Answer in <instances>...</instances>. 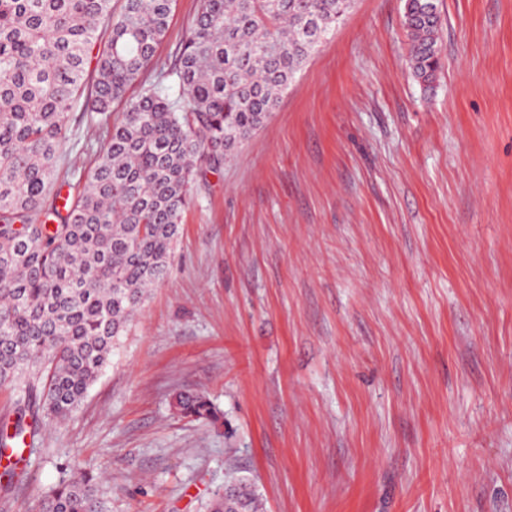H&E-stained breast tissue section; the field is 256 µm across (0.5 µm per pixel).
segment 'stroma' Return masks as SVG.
Returning <instances> with one entry per match:
<instances>
[{"label": "stroma", "mask_w": 512, "mask_h": 512, "mask_svg": "<svg viewBox=\"0 0 512 512\" xmlns=\"http://www.w3.org/2000/svg\"><path fill=\"white\" fill-rule=\"evenodd\" d=\"M438 6L432 84L404 0H354L192 183L167 274L0 512L75 462L107 512H207L236 477L264 512H512V0ZM198 7L175 0L143 84ZM176 407L183 414L196 419L214 420L217 415L210 401L198 393L180 394L176 398Z\"/></svg>", "instance_id": "35a3bbf8"}]
</instances>
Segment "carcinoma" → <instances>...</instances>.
<instances>
[{
	"label": "carcinoma",
	"instance_id": "1",
	"mask_svg": "<svg viewBox=\"0 0 512 512\" xmlns=\"http://www.w3.org/2000/svg\"><path fill=\"white\" fill-rule=\"evenodd\" d=\"M174 0H0V385L17 420L0 419V477L23 478L41 425L78 407L149 288L172 261L190 185L217 172L276 109L353 0H201L174 63L129 95L166 37ZM407 64L439 70L437 0H404ZM95 81L87 89L85 70ZM98 133L81 190L62 195L73 112ZM196 419L216 411L176 398ZM42 512H105L89 469L70 467ZM209 512H260L244 479Z\"/></svg>",
	"mask_w": 512,
	"mask_h": 512
}]
</instances>
